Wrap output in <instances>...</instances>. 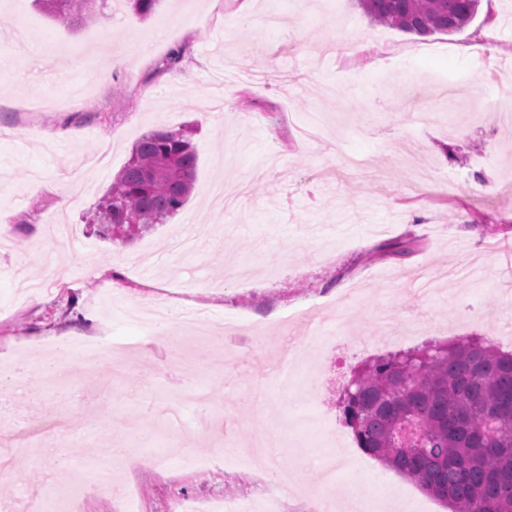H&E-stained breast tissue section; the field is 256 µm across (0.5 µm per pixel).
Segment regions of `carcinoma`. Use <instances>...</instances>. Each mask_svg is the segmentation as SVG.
<instances>
[{
	"instance_id": "obj_1",
	"label": "carcinoma",
	"mask_w": 512,
	"mask_h": 512,
	"mask_svg": "<svg viewBox=\"0 0 512 512\" xmlns=\"http://www.w3.org/2000/svg\"><path fill=\"white\" fill-rule=\"evenodd\" d=\"M79 21L92 0H40ZM480 0H357L371 21L429 36L452 34ZM197 154L181 131L139 139L95 211L106 234L130 240L187 202ZM344 414L371 456L415 482L450 512H512V353L464 336L389 354L358 372Z\"/></svg>"
}]
</instances>
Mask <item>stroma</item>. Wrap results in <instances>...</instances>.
<instances>
[{
  "label": "stroma",
  "instance_id": "35a3bbf8",
  "mask_svg": "<svg viewBox=\"0 0 512 512\" xmlns=\"http://www.w3.org/2000/svg\"><path fill=\"white\" fill-rule=\"evenodd\" d=\"M160 0L145 18L122 9L104 23H65L32 0H0V364L40 360L50 340L124 342L128 375L9 388L0 453L14 476L0 493L28 498L52 475L111 482L138 512L176 497L219 496L266 512L268 475L294 484L282 512H313L322 455L352 438L342 407L354 369L389 353L386 317L408 325L404 348L502 335L512 351V122L486 119V98L512 94V0H481L461 32L420 37L373 23L356 0ZM365 44L345 58L336 46ZM186 53L157 72L171 48ZM121 65H113V55ZM236 58L250 81L226 79ZM319 122L321 138L297 129ZM74 131L60 142L54 134ZM183 130L197 153L192 194L167 224L129 244L100 237L92 216L136 141ZM66 208H58L60 196ZM26 225L19 233L18 225ZM247 261L248 286L225 271ZM324 303L306 348L300 311ZM202 309L271 322L276 341L182 338L164 332L178 364L143 357L124 306ZM299 360L283 395L273 365ZM213 407L189 413L196 457L276 433V454L250 464L162 468L171 435L160 407L187 384ZM336 423L334 437L305 426ZM123 448L148 463L110 467ZM357 469L410 512H446L416 484L361 455Z\"/></svg>",
  "mask_w": 512,
  "mask_h": 512
}]
</instances>
